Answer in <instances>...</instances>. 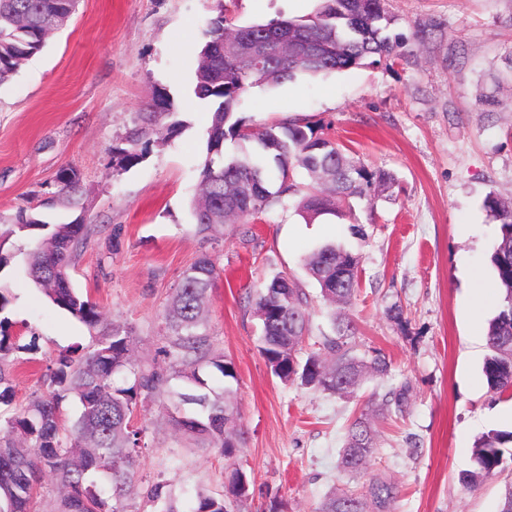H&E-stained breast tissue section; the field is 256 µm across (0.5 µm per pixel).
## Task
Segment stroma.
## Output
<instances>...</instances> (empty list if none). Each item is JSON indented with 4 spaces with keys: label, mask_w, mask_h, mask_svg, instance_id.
Returning a JSON list of instances; mask_svg holds the SVG:
<instances>
[{
    "label": "stroma",
    "mask_w": 512,
    "mask_h": 512,
    "mask_svg": "<svg viewBox=\"0 0 512 512\" xmlns=\"http://www.w3.org/2000/svg\"><path fill=\"white\" fill-rule=\"evenodd\" d=\"M315 0H79L68 25L24 61L0 87V229L19 211L51 224L84 218L92 233L69 270L75 288L109 318L128 324L134 353L163 363L162 313L183 271L210 255L219 279L211 292L208 331L231 361L244 442L233 457L176 434L159 393L138 423L140 486L165 481L181 512L197 490L222 492L240 465L249 480L250 512H317L332 488L363 487L380 475L398 487L391 512H497L512 481V458L474 490L460 482L474 470L475 442L512 428V399L493 392L483 374L485 334L498 312L490 263L499 226L488 194L512 200V80L491 75L512 59V0H389L391 37L404 55L278 86L259 84L237 112L249 124L303 119L367 166L388 170L393 195L356 201L362 229L326 216L308 224L296 198L260 218L225 228L214 242L195 232L190 201L206 156L213 105L194 94L198 53L208 24L225 14L235 24L305 17ZM170 98L181 123L164 144L121 173L112 152L145 111L153 90ZM495 94V111L480 102ZM75 169L81 211L59 205L56 176ZM336 244L361 258L359 291L347 308L361 357L382 353L387 376L367 377L354 395L317 392L276 378L259 351L253 296L277 274L308 294L305 351L332 335V308L302 264ZM15 236L0 240V284L11 302V334L31 347L12 370L13 402L46 391L45 368L58 354L91 343L88 328L56 308L30 279ZM479 270L491 303L482 322L469 313L467 274ZM401 306L402 320L389 309ZM409 384L405 414L378 421V449L367 474L345 475L338 450L350 418Z\"/></svg>",
    "instance_id": "stroma-1"
}]
</instances>
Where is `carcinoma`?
Masks as SVG:
<instances>
[{"label":"carcinoma","instance_id":"carcinoma-1","mask_svg":"<svg viewBox=\"0 0 512 512\" xmlns=\"http://www.w3.org/2000/svg\"><path fill=\"white\" fill-rule=\"evenodd\" d=\"M77 0H0V85L9 81L23 61L44 46L50 34L63 28L75 11ZM393 22L386 0H318L314 12L301 18L272 19L248 25H226L224 14L210 21L208 40L199 54L195 95L209 99L215 109L208 129V152L192 203L196 233L215 240L228 224H247L292 195L300 196L299 210L312 224L322 216L339 219L353 215L343 210L352 198H363L374 188L392 194L398 185L393 173L372 169L348 156L322 128L305 120L271 124L256 131L236 116L241 96L255 83L280 85L299 75L318 76L367 63L397 59L400 42L386 34ZM247 47L261 51L262 59L245 63ZM168 95L152 92L148 109L127 132L124 146L112 148V169L119 173L144 157L151 136L165 131L162 140L175 136L177 121ZM255 143L260 151L224 161L226 137ZM306 172L308 182L295 180V171ZM61 205H81L82 185L73 169L57 176ZM484 207L500 225L490 262L501 287L499 311L490 321L483 373L488 386L512 395V201L494 195ZM90 228L74 221L49 224L29 215L19 216L7 235H27L34 246L25 262L34 285L53 305L83 323L93 334L92 345L57 356L43 374L48 392L35 395L4 420L7 434L0 437V512H32L43 478L51 476L61 496L51 512H128L124 505L138 482L137 458L142 429L134 426L138 411L149 410L155 395L178 378L183 387L170 391V420L174 427L230 458L242 444L243 432L225 427L224 416L236 413L233 389L207 388L200 371L212 366L225 379H236L232 363L213 349L207 329V299L218 278L211 258L203 254L187 267L163 316L169 367L159 369L134 359L133 330L104 315L100 306L74 288L68 268ZM361 258L334 244H325L304 258L308 274L320 286L323 298L348 305L358 288ZM254 316L260 326V351L272 374L283 383L298 381L321 392L352 395L366 374L385 376L386 357L370 359L351 354L348 337L357 323L339 317L337 335L326 337L322 348L300 356L308 331L309 311L305 292L286 274L274 276L254 298ZM8 318H0V403L12 398L5 362L27 350L19 338L5 333ZM80 404L70 423L61 418V404L68 396ZM408 386L389 393L385 403L360 412L349 423L340 450L339 468L346 475L366 472L376 450L377 429L372 417L384 408L407 405ZM512 431H492L473 448L476 470L461 482L476 488L502 465ZM109 482L107 499L90 475ZM229 488L216 496L199 491L190 512H230L229 496L242 503L249 484L246 473L230 471ZM397 486L374 475L364 491L339 488L325 497L319 512H388ZM146 498L157 512H180L171 490L162 482L146 487Z\"/></svg>","mask_w":512,"mask_h":512}]
</instances>
